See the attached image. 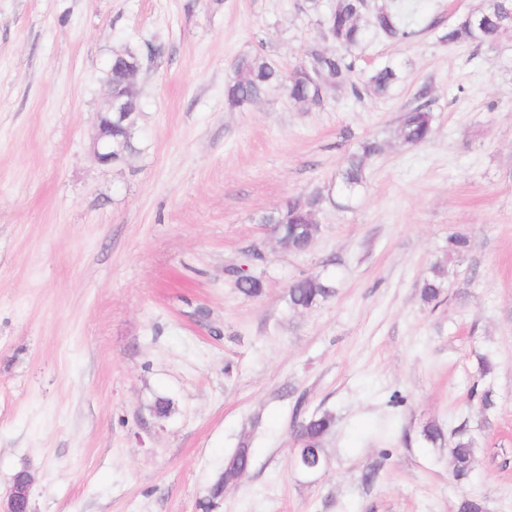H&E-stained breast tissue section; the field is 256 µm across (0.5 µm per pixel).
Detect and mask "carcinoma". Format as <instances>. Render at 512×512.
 <instances>
[{"label": "carcinoma", "mask_w": 512, "mask_h": 512, "mask_svg": "<svg viewBox=\"0 0 512 512\" xmlns=\"http://www.w3.org/2000/svg\"><path fill=\"white\" fill-rule=\"evenodd\" d=\"M305 10L317 17L320 37L330 40L344 50L342 54L325 52L316 45L308 47L304 58L288 75L266 54L255 52L238 57L232 66V76L224 86V101L228 108L237 109L261 100L272 87L282 85L295 103L309 107L319 106L333 98L336 92L349 91L353 96L387 97L400 79L393 64L374 69L366 78L357 77V51L369 37L393 42H407L416 34L404 16L403 5L397 0H333L328 11L321 9V0H305ZM512 33V0H482V7L459 16L441 40L450 44L472 42L477 46H491ZM140 60L135 50L126 49L112 56L113 102L123 108L112 115V143L121 148L115 158L120 163L135 152L134 131L140 111L136 82L130 78L127 62ZM434 115L427 104L405 110L393 130L402 144L413 147L431 139ZM382 141L373 138L358 144L341 165L337 180L329 184L326 193L316 192L301 200L290 199L285 207L261 218L260 223L278 229L284 249L291 252L307 251L320 231L322 202H335L334 196L344 200L340 208H349V202L358 196L366 184L368 165L384 152ZM234 282L247 296H258L264 288L262 270L252 265L233 267ZM448 276L447 263L439 261L431 268V277L422 286V298L431 303L438 299ZM336 293L331 281L319 274H307L288 285V306L293 310H309L325 302ZM328 412H314L302 419L294 430L298 453L310 463L326 462L323 441L334 426ZM475 451V442L459 428L453 433L449 448L450 474L459 480L467 477ZM253 452L243 442L226 459L222 478L212 486L210 497L201 505L211 512L224 494L223 486L237 480L252 465Z\"/></svg>", "instance_id": "1"}]
</instances>
